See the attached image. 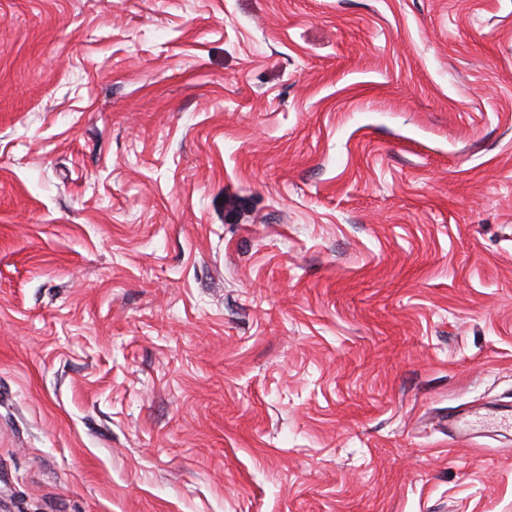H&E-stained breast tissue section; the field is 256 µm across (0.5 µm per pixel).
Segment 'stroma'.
<instances>
[{"instance_id":"1","label":"stroma","mask_w":512,"mask_h":512,"mask_svg":"<svg viewBox=\"0 0 512 512\" xmlns=\"http://www.w3.org/2000/svg\"><path fill=\"white\" fill-rule=\"evenodd\" d=\"M511 411L512 0H0V512H512Z\"/></svg>"}]
</instances>
